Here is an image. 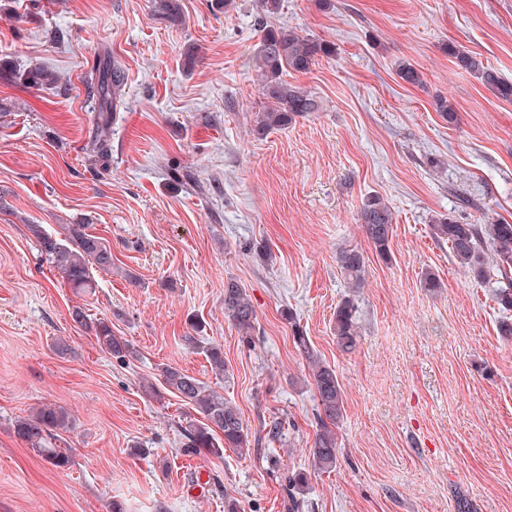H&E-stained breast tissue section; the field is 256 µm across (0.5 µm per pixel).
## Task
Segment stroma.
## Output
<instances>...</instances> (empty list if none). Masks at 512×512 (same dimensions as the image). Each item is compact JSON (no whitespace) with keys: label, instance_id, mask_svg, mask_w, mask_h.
<instances>
[{"label":"stroma","instance_id":"35a3bbf8","mask_svg":"<svg viewBox=\"0 0 512 512\" xmlns=\"http://www.w3.org/2000/svg\"><path fill=\"white\" fill-rule=\"evenodd\" d=\"M155 0H0V512H285L281 475L310 465L317 399L295 347L291 310L345 391L334 471L313 476L308 512H512V338L487 288L465 277L430 230L435 216L512 222V102L451 61L479 53L512 81V0H282L277 25L336 46L288 82L320 109L259 137L249 55L261 37L255 0L228 11L183 0L171 23ZM196 48L187 67L184 53ZM110 52L126 75L107 162L91 160L98 104L85 86ZM409 60L423 86L404 84ZM47 66L67 93L25 84ZM448 97L458 120L435 112ZM380 196L393 214L389 259L357 222ZM83 223L112 249L92 293L46 263L29 227ZM366 257L356 351L332 321L347 285L340 247ZM441 286H420L424 271ZM236 279L257 312L244 346L224 317ZM107 317L137 356L121 363L76 324ZM224 348L212 371L187 345ZM169 365L235 405L249 455L183 453L190 410L141 383ZM67 409L73 463L58 470L13 422L40 405ZM281 419V440L260 438ZM148 448L133 457L132 445Z\"/></svg>","mask_w":512,"mask_h":512}]
</instances>
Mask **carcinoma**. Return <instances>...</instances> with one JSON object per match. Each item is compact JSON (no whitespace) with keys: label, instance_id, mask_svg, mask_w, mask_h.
<instances>
[{"label":"carcinoma","instance_id":"cac0c4a2","mask_svg":"<svg viewBox=\"0 0 512 512\" xmlns=\"http://www.w3.org/2000/svg\"><path fill=\"white\" fill-rule=\"evenodd\" d=\"M158 14L172 22L183 16L181 0H156ZM448 55L461 70L473 74L497 97L512 101V81L485 64L477 53L453 43L447 44ZM336 55V47L324 40L301 36L283 26L266 25L260 41L249 61L252 62L260 105L251 112L253 133L264 136L274 130L288 127L298 118H304L319 110V101L310 91L293 85L283 78L286 71L306 72L322 58ZM396 75L412 86L423 85L422 71L407 60L396 64ZM24 83L38 87H55L60 82L58 74L50 69L34 68L21 75ZM125 73L117 61L99 66L98 74L90 77V93L97 97L98 113L95 117L97 138L94 153L97 157H109L107 139L110 125L116 120L117 102L122 97ZM433 106L439 116L450 124L456 123L457 110L453 102L437 96ZM359 224L383 259L390 255L393 236V217L390 207L378 195L365 200L359 213ZM85 224H69L64 237L53 235L39 224L29 230L36 237L40 255L57 269L70 287L88 291L95 287L91 271L112 270V250L102 238L86 232ZM431 234L437 240L448 243L450 257L471 281L489 284L492 299L503 311H512V224L496 221L491 224H462L448 215L433 218ZM337 262L350 292L336 305L333 317V334L336 347L343 353L356 349L361 330L358 322L357 289L364 284L366 262L357 248L347 246L337 252ZM224 316L238 329L241 341L255 343L257 313L246 288L233 278L224 284ZM292 324L293 342L306 358L310 377L316 391V433L310 449L311 468L287 472L282 481L288 496V512H305V500L300 498L309 486L311 475L330 472L336 468L339 448L335 428L343 418L344 389L331 367L312 348L308 336L294 323L292 312L285 313ZM75 323L92 334L100 348L113 357L124 361L136 353L127 339L112 333V327L102 318L77 307L72 311ZM202 353L215 372L224 373V349L209 343ZM163 388L193 406L202 419L187 423L184 427V448L188 453H204L217 458L224 457L230 448L240 455L251 452L249 433L244 428L238 408L224 399V395L203 381L174 367L160 368ZM70 413L61 406L43 405L28 416L12 424L14 435L34 450L53 467L70 468V449L61 447V432L72 428Z\"/></svg>","mask_w":512,"mask_h":512}]
</instances>
